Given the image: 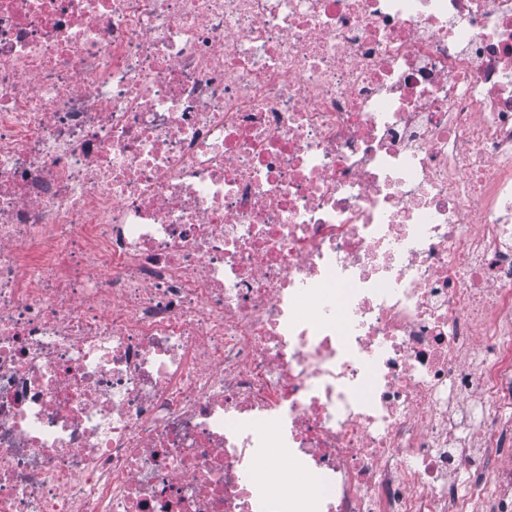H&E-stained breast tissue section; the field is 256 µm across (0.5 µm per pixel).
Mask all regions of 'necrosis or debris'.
<instances>
[{
    "instance_id": "obj_1",
    "label": "necrosis or debris",
    "mask_w": 512,
    "mask_h": 512,
    "mask_svg": "<svg viewBox=\"0 0 512 512\" xmlns=\"http://www.w3.org/2000/svg\"><path fill=\"white\" fill-rule=\"evenodd\" d=\"M477 503L512 0H0V512Z\"/></svg>"
}]
</instances>
